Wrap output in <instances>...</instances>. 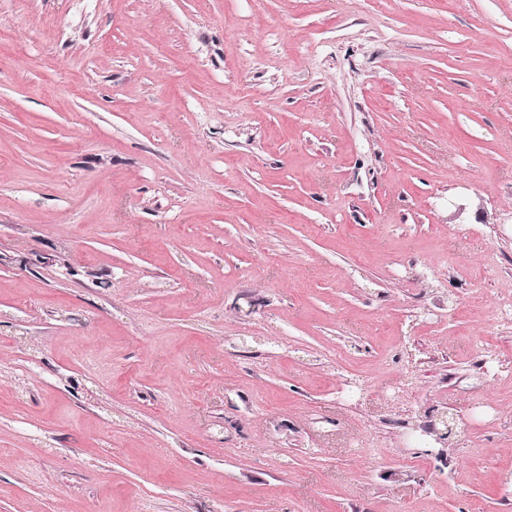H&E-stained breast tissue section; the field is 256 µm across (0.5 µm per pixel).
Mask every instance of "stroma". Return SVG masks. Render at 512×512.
<instances>
[{"instance_id":"stroma-1","label":"stroma","mask_w":512,"mask_h":512,"mask_svg":"<svg viewBox=\"0 0 512 512\" xmlns=\"http://www.w3.org/2000/svg\"><path fill=\"white\" fill-rule=\"evenodd\" d=\"M0 512H512V0H0Z\"/></svg>"}]
</instances>
